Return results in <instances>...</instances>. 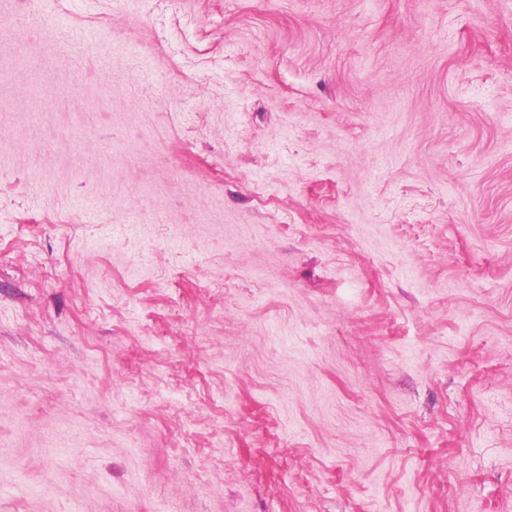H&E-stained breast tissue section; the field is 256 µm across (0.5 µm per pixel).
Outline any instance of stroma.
<instances>
[{
  "instance_id": "stroma-1",
  "label": "stroma",
  "mask_w": 512,
  "mask_h": 512,
  "mask_svg": "<svg viewBox=\"0 0 512 512\" xmlns=\"http://www.w3.org/2000/svg\"><path fill=\"white\" fill-rule=\"evenodd\" d=\"M0 35V512H512V0Z\"/></svg>"
}]
</instances>
